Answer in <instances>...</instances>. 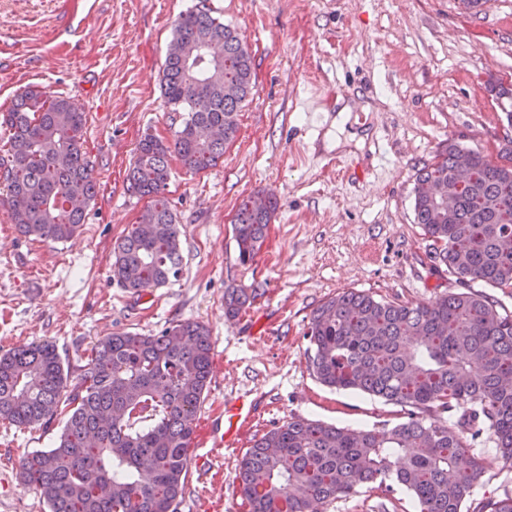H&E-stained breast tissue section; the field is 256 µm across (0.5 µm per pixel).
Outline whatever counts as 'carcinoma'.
<instances>
[{
    "label": "carcinoma",
    "instance_id": "obj_1",
    "mask_svg": "<svg viewBox=\"0 0 512 512\" xmlns=\"http://www.w3.org/2000/svg\"><path fill=\"white\" fill-rule=\"evenodd\" d=\"M253 80L251 52L229 26L203 7L179 15L162 90L184 117L171 143L145 135L129 171L131 191L150 204L147 226L136 225L113 248V278L128 291L179 277L170 157L193 171L216 165L236 137L235 115ZM4 126L9 148L0 168L13 224L25 236L70 239L96 196L84 113L61 96L28 89L0 112ZM462 155L470 177L460 185L454 168ZM443 191L455 197L453 207ZM278 209L274 196L263 211L241 202L232 225L240 264L254 260ZM414 214L436 244L434 259L460 284L512 287L511 165L448 142L440 160L416 176ZM254 298L245 288L225 292L224 315L237 317ZM306 339L309 367L323 385L400 404L407 420L353 431L297 419L266 432L240 462L246 512H317L364 486L385 496L404 488L418 512H461L482 473L477 443L493 440L512 461V315L487 295L469 289L413 305L345 291L313 312ZM211 371L210 332L197 321L157 335L104 337L71 389L49 343L0 356L1 421L30 427L65 417L55 446L23 462L24 482L51 512H175ZM481 512H512V495L486 501Z\"/></svg>",
    "mask_w": 512,
    "mask_h": 512
}]
</instances>
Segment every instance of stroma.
I'll return each mask as SVG.
<instances>
[{"label":"stroma","instance_id":"obj_1","mask_svg":"<svg viewBox=\"0 0 512 512\" xmlns=\"http://www.w3.org/2000/svg\"><path fill=\"white\" fill-rule=\"evenodd\" d=\"M206 4L253 57L255 85L217 165L171 159L168 197L180 227L177 281L130 294L113 279L114 244L139 224L148 200L128 171L145 134L172 141L181 123L162 94L176 18ZM29 87L84 113L83 150L97 194L72 239L19 233L0 184V355L55 346L76 384L92 347L118 331L156 335L180 321L205 324L213 366L196 419L177 512H244L239 462L255 438L297 419L353 429L404 421L400 405L321 384L308 368L313 311L338 293L426 304L461 286L434 262L416 224L419 170L448 143L512 160V0H0V110ZM335 98L350 114L340 147L308 131L306 102ZM275 195L280 208L252 263L237 260L232 220L242 200ZM256 292L232 320L224 292ZM251 403L252 427L218 447L224 406ZM63 418L34 427L0 421V512H50L21 480V462L53 448ZM483 472L462 506L512 494V462L478 445ZM210 459L200 470L199 458ZM320 512H416L410 494L366 488Z\"/></svg>","mask_w":512,"mask_h":512}]
</instances>
